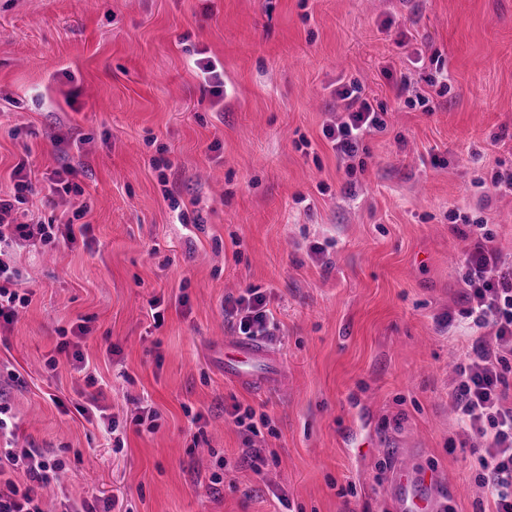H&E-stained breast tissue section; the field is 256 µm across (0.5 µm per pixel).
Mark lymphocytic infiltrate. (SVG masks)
Returning a JSON list of instances; mask_svg holds the SVG:
<instances>
[{
    "mask_svg": "<svg viewBox=\"0 0 512 512\" xmlns=\"http://www.w3.org/2000/svg\"><path fill=\"white\" fill-rule=\"evenodd\" d=\"M340 113L322 132L337 160L363 150L366 136L387 127L382 112L363 96L360 84L339 90ZM12 186L0 196V321L12 324L18 309L30 303L21 287V272L13 257L15 246L32 249L73 241V232L58 234L55 224L35 219L28 204L35 190L30 170L18 163ZM464 235L470 246L464 256V316L477 335L459 348L450 393L456 433L478 454L476 484L490 502L491 512H512V267L503 266L487 224H469ZM224 315L239 335L263 338L277 322L256 290L226 297ZM65 464L38 448H0V512H46L43 491L61 484Z\"/></svg>",
    "mask_w": 512,
    "mask_h": 512,
    "instance_id": "f902f5d3",
    "label": "lymphocytic infiltrate"
}]
</instances>
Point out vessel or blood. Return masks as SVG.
Instances as JSON below:
<instances>
[{"label":"vessel or blood","mask_w":512,"mask_h":512,"mask_svg":"<svg viewBox=\"0 0 512 512\" xmlns=\"http://www.w3.org/2000/svg\"><path fill=\"white\" fill-rule=\"evenodd\" d=\"M277 360L265 344L242 338L224 341L226 378L259 388H267ZM438 477L430 470H414L409 464H397L389 486L397 493L398 512H443L437 492Z\"/></svg>","instance_id":"1"}]
</instances>
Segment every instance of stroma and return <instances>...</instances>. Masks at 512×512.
<instances>
[{"label": "stroma", "mask_w": 512, "mask_h": 512, "mask_svg": "<svg viewBox=\"0 0 512 512\" xmlns=\"http://www.w3.org/2000/svg\"><path fill=\"white\" fill-rule=\"evenodd\" d=\"M199 54L223 69V94L191 66ZM404 73L445 91L408 105ZM354 79L387 128L348 172L322 128ZM22 160L73 167L81 189L34 198L35 216L88 207L87 237L16 248L31 303L0 330V363L22 377L0 382L18 443L64 461L71 498L396 512L403 457L437 473L455 512H487L437 321L470 326L453 216L486 221L512 265V195L481 186L512 167V0H0V190ZM248 288L280 321L264 391L224 377V299ZM63 341L96 363V385L49 366ZM147 404L151 431L134 422ZM238 406L268 417L251 440ZM247 444L259 468L241 462Z\"/></svg>", "instance_id": "stroma-1"}]
</instances>
